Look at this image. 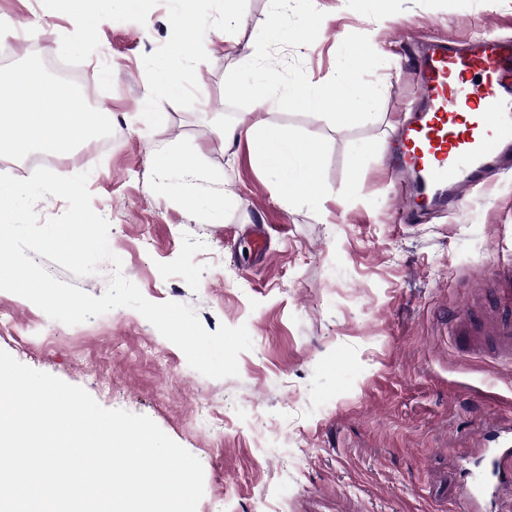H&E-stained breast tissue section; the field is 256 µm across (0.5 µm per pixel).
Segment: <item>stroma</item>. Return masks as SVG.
<instances>
[{"instance_id":"35a3bbf8","label":"stroma","mask_w":512,"mask_h":512,"mask_svg":"<svg viewBox=\"0 0 512 512\" xmlns=\"http://www.w3.org/2000/svg\"><path fill=\"white\" fill-rule=\"evenodd\" d=\"M325 18L308 46L275 48L307 77L330 79L344 35H368L384 66L375 119L340 128L271 105L236 110L228 72L249 61L268 0H240L228 30L219 0H206L211 42L200 66H182V98L160 100L165 124L139 117L153 63L177 36L166 0L101 23L92 51L68 47V19L39 0H0L15 36L42 22L44 44L5 58L20 70L58 59L78 69L88 107L112 114V145L91 156L92 207L110 224L121 268L101 262L77 277L38 257L56 279L101 296L115 271L151 302L192 307L210 332L246 326L251 350L239 374L211 379L139 312L119 307L68 326L25 298L0 291V349L84 388L102 407L151 418L204 469L197 512H478L471 475L484 456L487 422L512 426V368L470 355L448 335L470 293L492 288L512 265V170L489 178L459 212L430 210L404 224L406 205L384 164L413 106L409 67L431 38L512 36V0H391L350 9L313 0ZM261 121L314 141L324 202L285 200L246 139L228 144L217 123ZM200 150L205 171L224 175V216L185 209L162 193L149 162L169 142ZM366 152L351 167L355 146ZM62 159L56 174L85 170ZM267 252L253 249V229Z\"/></svg>"}]
</instances>
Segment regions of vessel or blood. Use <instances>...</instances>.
<instances>
[{
    "instance_id": "b4317fda",
    "label": "vessel or blood",
    "mask_w": 512,
    "mask_h": 512,
    "mask_svg": "<svg viewBox=\"0 0 512 512\" xmlns=\"http://www.w3.org/2000/svg\"><path fill=\"white\" fill-rule=\"evenodd\" d=\"M417 103L390 162L411 175L401 191L410 213L433 207L460 209L487 174L512 169V38L490 34L461 45L434 42L420 58ZM475 313L454 319L450 334L469 353L512 366V269ZM512 441L489 450L488 466L472 475V494L487 496L491 477Z\"/></svg>"
}]
</instances>
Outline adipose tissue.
I'll use <instances>...</instances> for the list:
<instances>
[{"instance_id":"1","label":"adipose tissue","mask_w":512,"mask_h":512,"mask_svg":"<svg viewBox=\"0 0 512 512\" xmlns=\"http://www.w3.org/2000/svg\"><path fill=\"white\" fill-rule=\"evenodd\" d=\"M199 0H170L171 16L180 38L158 60L147 84L142 108L146 120L162 124L166 113L157 108L158 99H177L185 88L177 65L197 61L207 43L199 20ZM43 11L70 18L77 30L71 46L83 51L102 17L94 0H41ZM103 124L102 112L90 109L80 93L50 79L40 66H29L22 78L0 69V157L22 158L41 152L59 158L74 155L79 144L95 137ZM221 139L230 141L246 135L254 156L276 178L285 198H323L325 188L316 171L318 150L282 128L263 123L241 129L218 128Z\"/></svg>"}]
</instances>
